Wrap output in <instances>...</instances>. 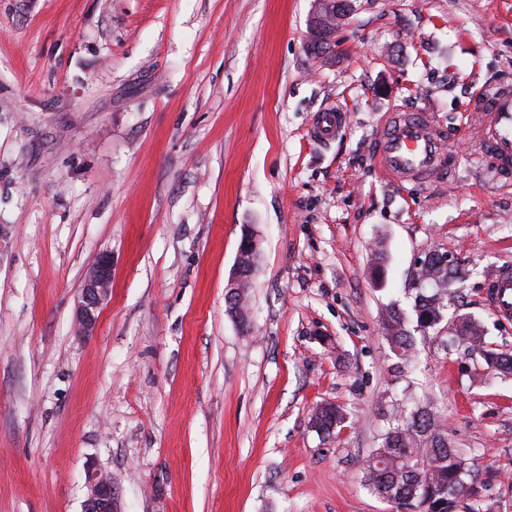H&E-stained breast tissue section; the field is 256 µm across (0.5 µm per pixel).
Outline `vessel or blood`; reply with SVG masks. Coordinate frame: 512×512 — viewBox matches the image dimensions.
I'll use <instances>...</instances> for the list:
<instances>
[{
	"instance_id": "1",
	"label": "vessel or blood",
	"mask_w": 512,
	"mask_h": 512,
	"mask_svg": "<svg viewBox=\"0 0 512 512\" xmlns=\"http://www.w3.org/2000/svg\"><path fill=\"white\" fill-rule=\"evenodd\" d=\"M466 119L482 164L497 181L512 184V82L480 88L471 98ZM343 110L320 112L313 125L316 138L329 140L344 127ZM451 134L428 108L385 112L373 137L377 169L390 181L411 182L423 189L444 186L457 166ZM486 299L499 317L512 318V269L495 273L486 285Z\"/></svg>"
}]
</instances>
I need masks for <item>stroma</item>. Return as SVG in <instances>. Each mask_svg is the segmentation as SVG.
I'll return each instance as SVG.
<instances>
[{
    "label": "stroma",
    "instance_id": "1",
    "mask_svg": "<svg viewBox=\"0 0 512 512\" xmlns=\"http://www.w3.org/2000/svg\"><path fill=\"white\" fill-rule=\"evenodd\" d=\"M314 0H0V512H397L363 486L381 414L433 402L497 512H512V379L451 341L456 315L512 353L484 285L512 266V185L465 128L512 76V0H353L328 56ZM394 105L455 130L447 186L388 182L368 146ZM341 107L332 140L311 137ZM260 257L241 331L225 294L244 226ZM382 250L384 277L371 258ZM445 318L397 358L380 329L431 251ZM112 256L89 336L86 269ZM353 413L338 435L315 407ZM316 122L313 125V134L316 138L322 140H330L337 136L346 124L347 115L340 109L336 111L329 109L319 112ZM349 416L340 405L317 408L312 415L311 424L321 436H331L338 428H342ZM85 484L88 488L84 504L85 512H114L112 499V477L93 463L85 471Z\"/></svg>",
    "mask_w": 512,
    "mask_h": 512
}]
</instances>
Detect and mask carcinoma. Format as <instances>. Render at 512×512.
Wrapping results in <instances>:
<instances>
[{"mask_svg":"<svg viewBox=\"0 0 512 512\" xmlns=\"http://www.w3.org/2000/svg\"><path fill=\"white\" fill-rule=\"evenodd\" d=\"M455 277L453 268L430 261L425 279L415 288L413 308L420 331L435 328L444 318ZM452 326L454 341L465 344L500 376L512 377V354L488 342L478 320L458 315ZM380 327L395 356L402 360L413 357V337L403 310L387 308ZM347 420L346 409L336 405L316 409L311 424L318 434L329 437ZM362 471L363 486L400 512H494L484 483L468 458L449 446L431 405L410 409L402 400L392 401L382 441L365 458Z\"/></svg>","mask_w":512,"mask_h":512,"instance_id":"1","label":"carcinoma"}]
</instances>
